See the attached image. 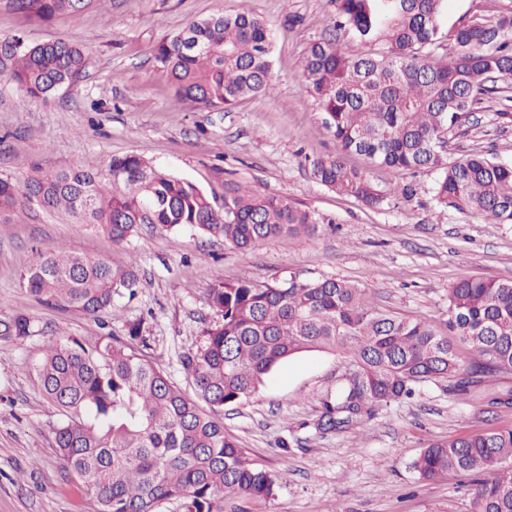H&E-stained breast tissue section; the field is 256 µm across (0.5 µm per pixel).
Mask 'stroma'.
<instances>
[{
    "label": "stroma",
    "instance_id": "1",
    "mask_svg": "<svg viewBox=\"0 0 512 512\" xmlns=\"http://www.w3.org/2000/svg\"><path fill=\"white\" fill-rule=\"evenodd\" d=\"M507 10L512 0H447L443 27ZM224 12L267 23L274 91L224 112L195 109L175 94L152 49L190 21ZM334 14L333 0H91L80 15L43 22L0 0V42L65 38L87 56L73 87L39 100L0 75V178L21 183L76 166L105 176L113 158L134 155L219 198L239 186L287 197L316 221L313 233L242 251L190 225L143 224L118 246L64 212L35 204L15 210L0 224V323L24 315L34 331L0 338V512H92L57 456L55 431L70 414L46 398L38 378L49 339L71 336L92 347L140 325L147 343L139 354L189 394L182 361L217 319L207 300L217 283L335 277L365 286L379 308L441 324L454 283L512 280V224L441 206L432 193L435 173L347 156L384 192L376 206L312 177L311 161L335 154L336 142L307 91L303 60ZM499 108L492 98L470 116L448 143L449 160L479 151L512 164V122L498 118ZM405 184L415 187L414 197L394 195ZM57 246L133 269L135 296L116 298L95 319L38 302L21 275L38 252ZM349 369L334 352H302L266 374L248 402L225 410V431L284 477L275 498L251 512H466L471 478L424 481L413 463L429 442L512 429V406L492 403L512 391V374L491 378L466 400L448 381H426L414 396L376 409L362 428L319 433L322 401Z\"/></svg>",
    "mask_w": 512,
    "mask_h": 512
}]
</instances>
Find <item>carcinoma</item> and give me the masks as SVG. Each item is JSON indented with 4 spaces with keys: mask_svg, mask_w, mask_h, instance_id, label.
I'll return each mask as SVG.
<instances>
[{
    "mask_svg": "<svg viewBox=\"0 0 512 512\" xmlns=\"http://www.w3.org/2000/svg\"><path fill=\"white\" fill-rule=\"evenodd\" d=\"M89 2L12 0L15 10L43 21L77 15ZM335 2L331 28L310 44L303 62L322 125L339 146L336 156L313 160V178L372 206L381 192L343 156L358 154L401 171L430 168L438 171L432 189L438 204L512 223L511 164L481 152L448 162L449 135L485 97L502 94L498 117L512 122V11L459 24L449 57L436 53L447 0ZM344 37L364 50L347 54ZM0 52V74L33 99L74 85L85 68L84 50L63 38L30 46L15 37L0 43ZM154 56L175 93L195 108L222 112L273 90L271 32L254 15L194 20L154 46ZM111 176L126 183V193H109L106 181L84 167L23 185L0 179V223L36 202L65 210L115 245L141 224L191 225L240 250L315 230L311 212L286 197L238 187L219 206L194 183L137 156L113 159ZM22 279L45 305L93 319L138 283L135 271L112 260L62 248L39 254ZM208 301L221 320L184 361L193 399L118 339L91 349L72 337L46 346L38 367L43 390L78 415L56 432L62 469L83 484L94 512H157L170 500L180 501L184 512H248L236 501L273 499L280 476L258 466L224 433L217 415L248 401L263 376L294 354L331 350L356 367L323 399L316 424L321 433L363 425L374 408L413 395L420 382L446 379L465 398L487 379L512 371L511 280L453 284L445 332L430 321L380 310L366 288L336 278L219 283ZM0 325L5 339L31 334L23 315ZM460 345L475 361L462 363ZM413 468L424 481L452 472L482 475L470 512H512V429L433 441Z\"/></svg>",
    "mask_w": 512,
    "mask_h": 512,
    "instance_id": "1",
    "label": "carcinoma"
}]
</instances>
